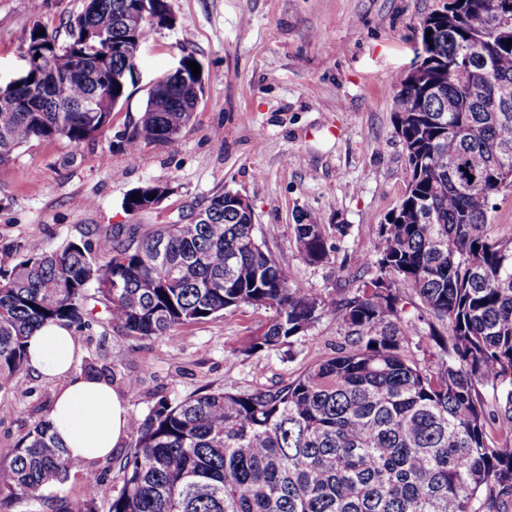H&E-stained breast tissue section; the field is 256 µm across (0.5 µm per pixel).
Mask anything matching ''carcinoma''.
<instances>
[{"label": "carcinoma", "instance_id": "1", "mask_svg": "<svg viewBox=\"0 0 512 512\" xmlns=\"http://www.w3.org/2000/svg\"><path fill=\"white\" fill-rule=\"evenodd\" d=\"M92 2L81 27L66 24L62 47L45 25L25 32L22 48L41 65L23 86L0 87V163L33 139L80 143L104 133L112 113L79 105L126 98L109 82L123 58L84 59L85 30L143 44L155 29L125 18L134 0ZM456 3L460 20L433 16L421 32L446 54L486 34L495 0ZM494 50L489 75L477 66L450 75L435 64L423 86L398 79L393 119L411 178L397 216L380 225L373 258L352 257L361 286L338 298L295 281L222 193L201 204L212 212L206 224H119L93 241L30 246L0 267L1 392L28 372V336L49 323L81 327L92 303L141 339L263 307L272 316L241 343L247 356L293 346L325 315L345 339L276 389L159 398L132 418L129 451L105 461L113 486L66 456L50 421H39L0 463V512L23 502L38 503L36 512H99L101 504L107 512H502L512 499V438L489 429L512 424V237L492 234L491 213L512 174V102L495 93L498 82L512 83V47L496 41ZM57 52L81 69L45 77ZM35 92L41 111H4ZM195 97L193 85L177 81L171 111L146 101L121 136L126 155L177 140L184 129L174 108ZM158 190L167 187L133 189L124 209L152 210ZM294 238L310 265L337 249L325 224L298 223ZM401 283L416 298L414 319L404 316ZM421 323L434 347L416 359L407 352ZM78 472L96 492L41 494Z\"/></svg>", "mask_w": 512, "mask_h": 512}]
</instances>
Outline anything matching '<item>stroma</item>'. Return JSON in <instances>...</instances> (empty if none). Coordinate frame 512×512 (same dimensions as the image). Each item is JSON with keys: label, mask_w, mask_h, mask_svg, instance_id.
<instances>
[{"label": "stroma", "mask_w": 512, "mask_h": 512, "mask_svg": "<svg viewBox=\"0 0 512 512\" xmlns=\"http://www.w3.org/2000/svg\"><path fill=\"white\" fill-rule=\"evenodd\" d=\"M175 24L143 44L127 98L109 130L74 144L35 140L0 164V265L31 241L48 249L92 239L118 224H184L192 207L224 191L253 207L254 234L315 293L353 290L352 255L372 256L378 230L404 194L410 170L393 124L394 79L416 60L422 20L444 0H167ZM84 0H0V77L22 65L34 24L64 30ZM193 55L204 94L178 140L128 159L119 138L140 116L151 83ZM168 185L155 210L132 214L127 193ZM346 226L330 263L299 256L294 226ZM271 316L245 307L136 339L95 318L77 329L82 362L113 368L132 416L159 398L208 387L232 392L282 386L334 355L343 341L322 317L291 350L246 356L237 348ZM62 382L28 374L0 392V462L47 418Z\"/></svg>", "instance_id": "stroma-1"}]
</instances>
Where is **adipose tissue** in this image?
<instances>
[{"label": "adipose tissue", "instance_id": "1", "mask_svg": "<svg viewBox=\"0 0 512 512\" xmlns=\"http://www.w3.org/2000/svg\"><path fill=\"white\" fill-rule=\"evenodd\" d=\"M27 350L32 372L64 381L49 421L74 459L88 463L125 444L130 419L127 401L105 379L76 371L81 348L72 329L45 325L29 337Z\"/></svg>", "mask_w": 512, "mask_h": 512}]
</instances>
